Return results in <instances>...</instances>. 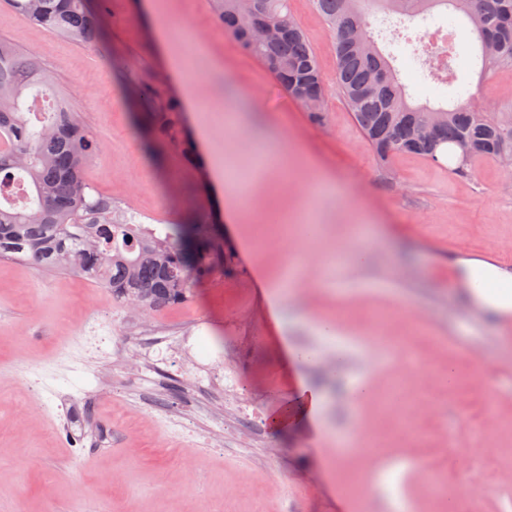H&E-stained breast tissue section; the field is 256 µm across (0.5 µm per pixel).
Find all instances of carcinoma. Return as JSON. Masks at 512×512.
Returning a JSON list of instances; mask_svg holds the SVG:
<instances>
[{
  "label": "carcinoma",
  "instance_id": "carcinoma-1",
  "mask_svg": "<svg viewBox=\"0 0 512 512\" xmlns=\"http://www.w3.org/2000/svg\"><path fill=\"white\" fill-rule=\"evenodd\" d=\"M224 36L264 62L314 125L327 121L326 86L320 64L288 0H255V11L238 0H209ZM333 31L335 80L368 146L385 164L398 153L434 163L458 151L448 169L473 173L480 160L497 159L512 147V110L491 120L470 102L415 104L379 48L372 19L427 20L435 10L461 14L469 26L478 63L487 75L512 69V0H312ZM25 20L78 45L101 33L100 15L87 0H8ZM287 24L278 38H259L263 25ZM54 76L38 54L0 40V257L49 271L76 272L122 299L141 293L148 312L189 303L208 279L224 272L231 255L204 217L161 230L135 223L112 201L89 193L84 174L103 144L71 106L49 109L29 99ZM147 144L191 151L176 103L157 87L136 117Z\"/></svg>",
  "mask_w": 512,
  "mask_h": 512
}]
</instances>
